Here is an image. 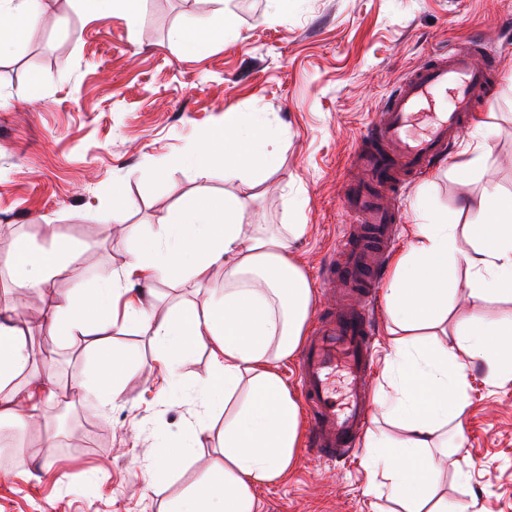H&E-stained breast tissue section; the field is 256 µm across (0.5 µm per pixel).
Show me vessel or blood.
Instances as JSON below:
<instances>
[{"instance_id": "b4317fda", "label": "vessel or blood", "mask_w": 512, "mask_h": 512, "mask_svg": "<svg viewBox=\"0 0 512 512\" xmlns=\"http://www.w3.org/2000/svg\"><path fill=\"white\" fill-rule=\"evenodd\" d=\"M484 35L456 43L420 66L410 68L383 98L356 140L352 162L361 171L346 180L341 203L365 234L345 240L343 259L329 263L324 275L350 289L352 296L334 302L299 359L302 398L311 413L309 443L320 456L353 450L362 434L368 408L367 382L375 340V296L384 281L382 266L370 255L385 256L394 244L400 213L389 202L403 180L425 172L449 153V146L491 94L490 61L477 50ZM428 117L423 136L410 132L420 117ZM344 364L349 399L337 405L329 375Z\"/></svg>"}]
</instances>
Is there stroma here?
I'll return each mask as SVG.
<instances>
[{
  "instance_id": "obj_1",
  "label": "stroma",
  "mask_w": 512,
  "mask_h": 512,
  "mask_svg": "<svg viewBox=\"0 0 512 512\" xmlns=\"http://www.w3.org/2000/svg\"><path fill=\"white\" fill-rule=\"evenodd\" d=\"M48 22L0 58V310L54 361L66 394L47 416L23 425V450L0 462V512H167L206 472L223 467L216 414L202 446L169 484L144 493L141 466L184 438L194 411L193 382L209 352L180 365L181 383L161 393L147 379L155 351L144 332L113 327L115 351L136 357L121 394L107 407L83 410L79 383L94 354L82 336L55 343L41 330L45 301L20 297L9 253L16 237L34 247L57 235L73 260L51 284L66 296L95 288L102 269L122 271L134 241L120 226L157 224L200 187L240 197L242 221L275 232L301 224L288 254L304 271L311 317L330 297L321 272L340 235L359 237L340 207L344 180L357 176V135L385 93L436 49L484 33L499 48L495 92L459 136L487 151L483 167L460 175L447 160L405 186L395 253L411 242L414 218L468 211L490 185L512 193V0H142L138 21L97 20L77 0H46ZM233 12L239 36L203 51L175 47L174 28ZM47 78L34 86L35 75ZM260 113L279 144L273 172L246 184L221 171L200 179L178 164L160 177L152 158L176 156L204 131L223 126L225 112ZM124 188L123 224L103 223L113 186ZM465 420L466 462L449 458L436 479L439 496L476 501L479 512H512V381L493 385L481 367L470 372ZM364 448L333 461L299 443L295 461L275 483L255 490L256 512H376L368 492L374 475Z\"/></svg>"
}]
</instances>
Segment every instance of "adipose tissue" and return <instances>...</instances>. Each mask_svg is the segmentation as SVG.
Segmentation results:
<instances>
[{"instance_id":"adipose-tissue-1","label":"adipose tissue","mask_w":512,"mask_h":512,"mask_svg":"<svg viewBox=\"0 0 512 512\" xmlns=\"http://www.w3.org/2000/svg\"><path fill=\"white\" fill-rule=\"evenodd\" d=\"M46 22L44 0H0V57ZM237 34L235 16L227 12L221 27L201 18L192 27L175 29L171 41L191 52ZM276 161L257 115L229 112L223 127L206 132L175 158H153L150 168L160 174L175 162L205 178L219 166L225 179L236 180L252 163L270 168ZM241 212L238 196L199 190L164 222L131 228L135 248L122 273L101 271L97 288L66 297L49 293L52 278L72 260L65 240L52 238L42 248L23 238L12 244L13 284L20 293L46 297L48 336L78 334L88 340L95 368L82 387L98 403L111 404L138 366L112 348L106 337L112 326L150 335L163 393L176 382L180 358L201 347L209 350L190 436L144 464V490L153 492L179 472L209 432L211 413L223 408L229 411L219 443L224 466L176 499L173 512H255V488L279 479L295 457L298 405L272 364L293 355L309 316L311 289L285 243L304 227L286 225L282 236L250 230ZM472 212L473 222L462 228L437 216L416 225L385 293L390 340L377 396L383 417L403 435L368 437L365 463L379 478L374 494L397 503L402 512H477L475 503L452 506L437 496L433 478L441 457L463 451L449 446L448 439L464 436L471 368L480 366L493 383L512 380L511 312L495 319L449 320L448 299L460 269L472 307L491 299L512 302V195L487 187ZM461 231L471 241L470 250L456 247ZM217 267L224 271V285L207 287ZM188 281L203 285L200 300L153 305L154 284ZM34 361L25 335L0 323L1 423L38 418L31 394L13 385Z\"/></svg>"}]
</instances>
